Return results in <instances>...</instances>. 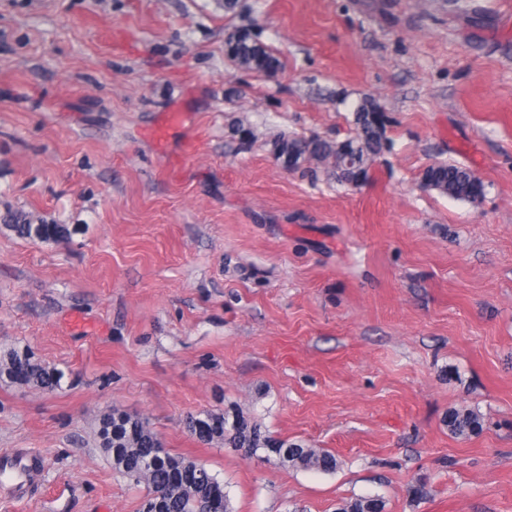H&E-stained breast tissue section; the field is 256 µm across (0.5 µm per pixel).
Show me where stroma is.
<instances>
[{
  "mask_svg": "<svg viewBox=\"0 0 512 512\" xmlns=\"http://www.w3.org/2000/svg\"><path fill=\"white\" fill-rule=\"evenodd\" d=\"M278 61L249 70L227 33ZM371 176L292 171L279 135H354ZM180 121H172V114ZM460 163L484 198L423 189ZM0 351L61 370L0 379V453L43 461L0 512H141L99 448L118 408L223 481L232 512H512V0H0ZM237 408L333 453L322 473L203 444ZM472 409L479 432L443 419ZM225 46L228 56L242 67L267 71L277 66L276 58L267 51L249 28L229 33ZM4 226L21 238L41 242H58L68 239L74 229L64 224H4ZM0 379L52 392L61 386L63 373L34 360L27 350L10 348L0 352Z\"/></svg>",
  "mask_w": 512,
  "mask_h": 512,
  "instance_id": "stroma-1",
  "label": "stroma"
}]
</instances>
